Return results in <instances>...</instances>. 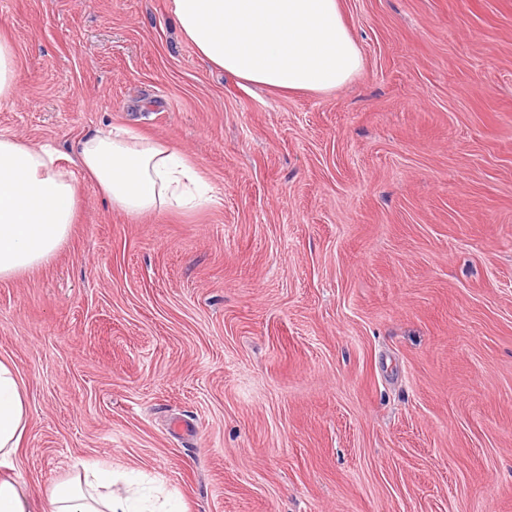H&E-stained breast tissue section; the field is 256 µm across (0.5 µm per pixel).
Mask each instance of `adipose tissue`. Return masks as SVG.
<instances>
[{"mask_svg": "<svg viewBox=\"0 0 512 512\" xmlns=\"http://www.w3.org/2000/svg\"><path fill=\"white\" fill-rule=\"evenodd\" d=\"M171 9L200 58L247 86L325 93L362 69L342 0H172ZM72 162L61 166L48 150L0 135V279L43 265L67 239L78 204L74 170L134 220L215 201L186 154L123 127L78 141ZM27 424L23 384L0 360V462L16 456ZM45 512L178 510L171 495L94 462L49 490Z\"/></svg>", "mask_w": 512, "mask_h": 512, "instance_id": "obj_1", "label": "adipose tissue"}]
</instances>
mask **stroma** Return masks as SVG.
<instances>
[{
  "mask_svg": "<svg viewBox=\"0 0 512 512\" xmlns=\"http://www.w3.org/2000/svg\"><path fill=\"white\" fill-rule=\"evenodd\" d=\"M343 8L361 72L288 94L170 0H0V134L128 126L216 198L134 221L76 174L66 243L0 280L34 503L99 460L184 512H512V0ZM16 95L14 53L10 41L0 37V102Z\"/></svg>",
  "mask_w": 512,
  "mask_h": 512,
  "instance_id": "35a3bbf8",
  "label": "stroma"
}]
</instances>
